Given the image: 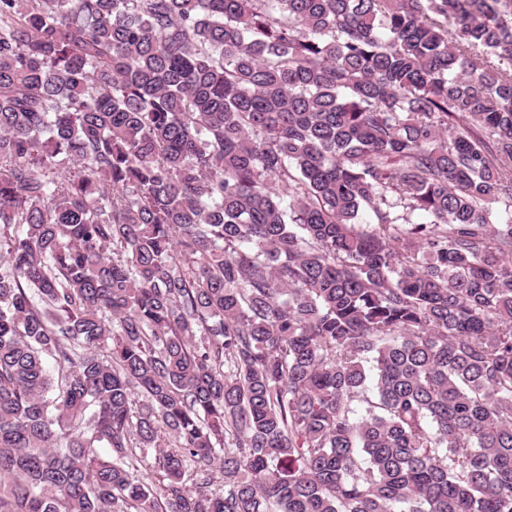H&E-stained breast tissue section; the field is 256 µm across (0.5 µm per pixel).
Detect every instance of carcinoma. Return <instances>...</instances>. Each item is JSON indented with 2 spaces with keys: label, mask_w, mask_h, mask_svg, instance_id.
<instances>
[{
  "label": "carcinoma",
  "mask_w": 512,
  "mask_h": 512,
  "mask_svg": "<svg viewBox=\"0 0 512 512\" xmlns=\"http://www.w3.org/2000/svg\"><path fill=\"white\" fill-rule=\"evenodd\" d=\"M511 256L512 0H0V512H512Z\"/></svg>",
  "instance_id": "obj_1"
}]
</instances>
